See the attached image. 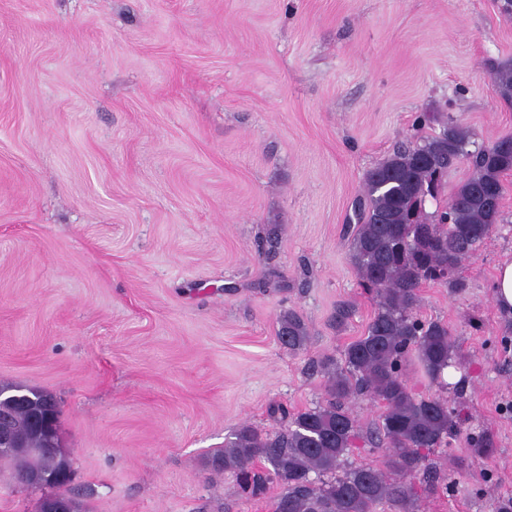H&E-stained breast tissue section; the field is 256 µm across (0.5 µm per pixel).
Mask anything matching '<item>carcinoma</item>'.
I'll return each mask as SVG.
<instances>
[{"label":"carcinoma","mask_w":512,"mask_h":512,"mask_svg":"<svg viewBox=\"0 0 512 512\" xmlns=\"http://www.w3.org/2000/svg\"><path fill=\"white\" fill-rule=\"evenodd\" d=\"M494 77L500 96L511 99L512 63L498 65ZM438 122V132L394 150L365 176L350 256L375 311L341 359L319 361L326 377L323 402L292 415L274 409L291 416L288 427L275 435L243 424L208 459L212 470L235 476L249 499H260L270 484H279L274 512H415L421 493L448 489L445 476L427 460L448 445L460 423L441 396L413 392L406 366L416 362L430 382L439 384L458 350L448 323L418 313L419 288L427 282L454 291L465 287L456 270L502 220L512 135L480 145L454 118ZM462 163L472 175L456 186L437 222L427 221L426 198H437L444 178ZM352 314L351 303H339L332 325L342 329ZM278 338L288 350L301 351L309 341L308 327L290 311L279 320ZM359 396L380 407L365 432L348 406ZM50 399V393L34 387L0 384V420L8 421L25 444L0 452V463L11 465L19 481L38 470L42 486L59 490L54 478L70 470L61 437L51 453H37L44 440L31 422V410ZM359 441L382 450V463L346 464ZM494 451L487 436L473 441L475 458L487 459Z\"/></svg>","instance_id":"1"}]
</instances>
